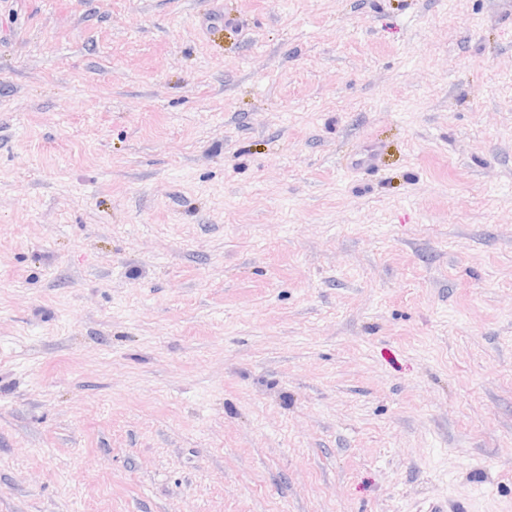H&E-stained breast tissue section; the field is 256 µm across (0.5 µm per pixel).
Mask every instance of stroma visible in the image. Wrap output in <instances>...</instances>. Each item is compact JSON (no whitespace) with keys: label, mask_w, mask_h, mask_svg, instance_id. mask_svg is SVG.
<instances>
[{"label":"stroma","mask_w":512,"mask_h":512,"mask_svg":"<svg viewBox=\"0 0 512 512\" xmlns=\"http://www.w3.org/2000/svg\"><path fill=\"white\" fill-rule=\"evenodd\" d=\"M444 500L512 512V0H0V512Z\"/></svg>","instance_id":"stroma-1"}]
</instances>
